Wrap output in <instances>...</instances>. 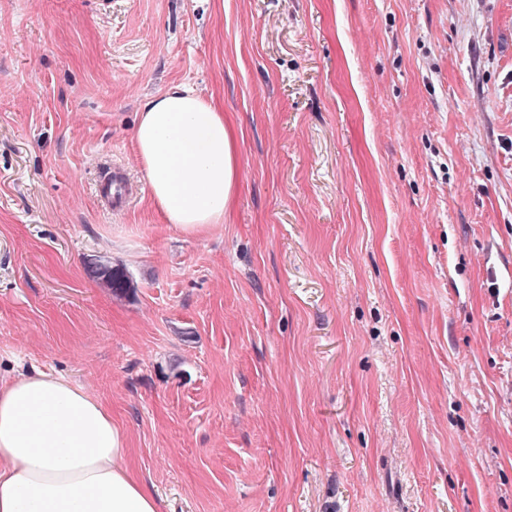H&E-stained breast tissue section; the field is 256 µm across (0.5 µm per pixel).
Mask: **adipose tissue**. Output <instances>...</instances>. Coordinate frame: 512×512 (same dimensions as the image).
Returning <instances> with one entry per match:
<instances>
[{
	"label": "adipose tissue",
	"mask_w": 512,
	"mask_h": 512,
	"mask_svg": "<svg viewBox=\"0 0 512 512\" xmlns=\"http://www.w3.org/2000/svg\"><path fill=\"white\" fill-rule=\"evenodd\" d=\"M136 147L168 223L190 234L224 223L240 154L222 110L173 86L144 104ZM123 451L110 411L67 378L33 370L0 381V512H157Z\"/></svg>",
	"instance_id": "obj_1"
}]
</instances>
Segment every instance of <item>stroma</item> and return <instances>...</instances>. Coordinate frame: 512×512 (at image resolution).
I'll list each match as a JSON object with an SVG mask.
<instances>
[{
	"instance_id": "1",
	"label": "stroma",
	"mask_w": 512,
	"mask_h": 512,
	"mask_svg": "<svg viewBox=\"0 0 512 512\" xmlns=\"http://www.w3.org/2000/svg\"><path fill=\"white\" fill-rule=\"evenodd\" d=\"M178 84L238 135L200 235L134 144ZM33 366L158 512H512V0H0V375ZM101 195L112 206V210L121 211L128 207L137 193V187L126 180L119 172L112 175V182L100 187ZM86 271L90 278L110 289L116 297H126L135 288L128 272L123 267L112 266L107 260H89Z\"/></svg>"
}]
</instances>
